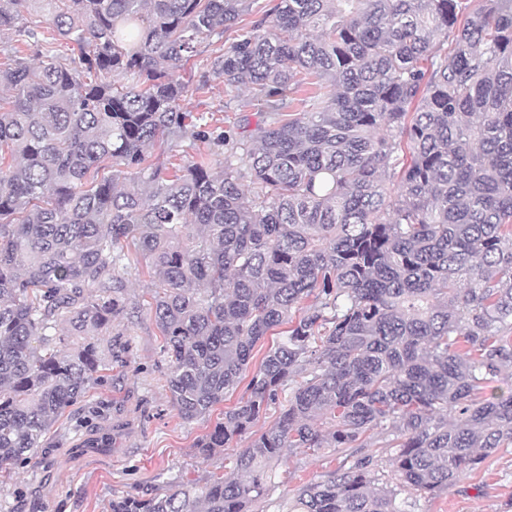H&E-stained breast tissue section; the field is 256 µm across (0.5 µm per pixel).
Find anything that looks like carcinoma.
I'll return each mask as SVG.
<instances>
[{
    "label": "carcinoma",
    "instance_id": "cac0c4a2",
    "mask_svg": "<svg viewBox=\"0 0 512 512\" xmlns=\"http://www.w3.org/2000/svg\"><path fill=\"white\" fill-rule=\"evenodd\" d=\"M37 2L0 0L1 473L101 382L132 250L181 418L245 385L198 455L250 443L110 512H254L286 448L345 458L275 512H407L512 447V0H276L197 80L252 92L231 133L180 68L258 0Z\"/></svg>",
    "mask_w": 512,
    "mask_h": 512
}]
</instances>
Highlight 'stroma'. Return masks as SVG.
I'll list each match as a JSON object with an SVG mask.
<instances>
[{"mask_svg": "<svg viewBox=\"0 0 512 512\" xmlns=\"http://www.w3.org/2000/svg\"><path fill=\"white\" fill-rule=\"evenodd\" d=\"M224 84L189 91L183 106L210 112L231 125L238 114L227 108ZM128 308L112 323L132 344L126 366L106 363L101 385L56 424L53 438L24 465L0 477V512H110L113 495L168 481L203 485L247 445L238 440L225 453L197 455L194 443L221 418L216 405L207 421L186 422L165 387L167 356L149 309L152 283L145 261L129 269ZM330 448L288 453L278 468L272 500L296 493L309 480L336 469ZM410 512H512V448L500 449L434 496L418 500Z\"/></svg>", "mask_w": 512, "mask_h": 512, "instance_id": "stroma-1", "label": "stroma"}]
</instances>
